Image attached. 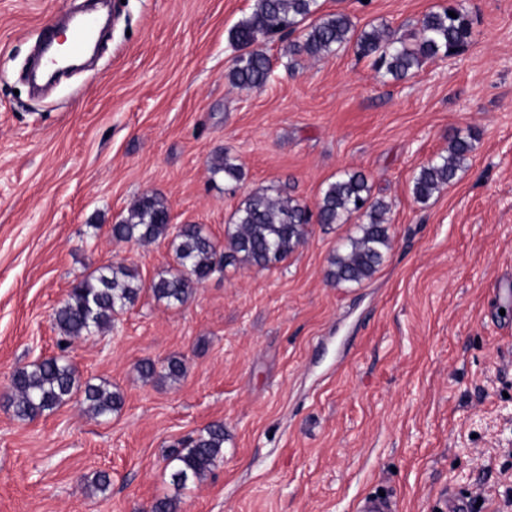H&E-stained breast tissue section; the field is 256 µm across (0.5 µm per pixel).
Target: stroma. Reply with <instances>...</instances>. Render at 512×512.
Returning a JSON list of instances; mask_svg holds the SVG:
<instances>
[{
    "instance_id": "35a3bbf8",
    "label": "stroma",
    "mask_w": 512,
    "mask_h": 512,
    "mask_svg": "<svg viewBox=\"0 0 512 512\" xmlns=\"http://www.w3.org/2000/svg\"><path fill=\"white\" fill-rule=\"evenodd\" d=\"M445 0H318L356 30L409 37ZM473 37L396 80L354 44L317 59L265 43L272 74L240 90L233 28L253 0H111L113 24L83 71L34 94L36 42L82 0H0V512H355L382 490L398 512H437L442 490L512 512V0H458ZM471 150L425 203L419 170L455 138ZM228 153L237 181L212 176ZM346 172L388 203L390 246L369 280L334 285L357 219L311 225L268 269L215 272L184 304L149 286L174 270L169 239L119 242L111 228L146 194L170 224L223 241L253 192L316 208ZM145 284L112 326L60 350L53 313L95 268ZM67 354L81 380L123 398L106 418L78 400L31 420L7 402L14 371ZM184 359L177 383L138 363ZM224 425V455L176 489L177 440ZM107 472L106 491L87 482Z\"/></svg>"
}]
</instances>
